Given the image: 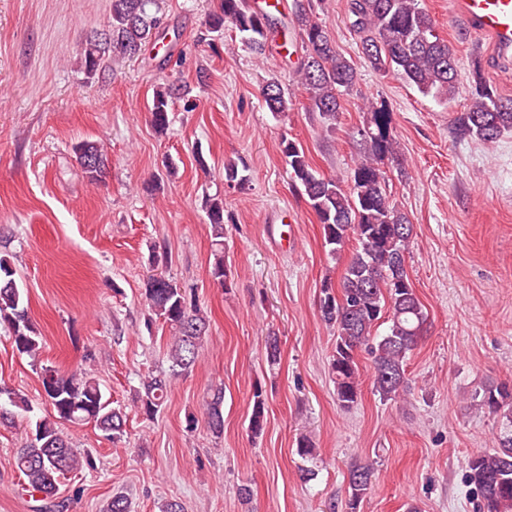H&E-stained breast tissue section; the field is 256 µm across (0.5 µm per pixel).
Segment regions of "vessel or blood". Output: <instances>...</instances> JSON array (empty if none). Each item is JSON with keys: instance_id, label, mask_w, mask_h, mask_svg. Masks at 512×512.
I'll use <instances>...</instances> for the list:
<instances>
[{"instance_id": "vessel-or-blood-1", "label": "vessel or blood", "mask_w": 512, "mask_h": 512, "mask_svg": "<svg viewBox=\"0 0 512 512\" xmlns=\"http://www.w3.org/2000/svg\"><path fill=\"white\" fill-rule=\"evenodd\" d=\"M456 10L475 38H491L502 61L512 64V0H456Z\"/></svg>"}]
</instances>
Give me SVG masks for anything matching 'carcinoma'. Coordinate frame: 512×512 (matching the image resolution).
<instances>
[{
	"instance_id": "carcinoma-1",
	"label": "carcinoma",
	"mask_w": 512,
	"mask_h": 512,
	"mask_svg": "<svg viewBox=\"0 0 512 512\" xmlns=\"http://www.w3.org/2000/svg\"><path fill=\"white\" fill-rule=\"evenodd\" d=\"M155 5L156 0H112L106 37L94 35L82 47L86 78H95L106 53L119 61L131 60L146 45L166 35L168 24ZM318 9L319 4L313 0H293V32L304 48L297 74L307 94L309 111L319 113L326 129L331 130L336 126L343 97L354 89L356 71L336 50ZM348 18L374 71L392 73L445 104L456 98L460 85L456 53L437 32L423 0H350ZM205 24L219 36L226 30L235 32L257 56L272 48L278 34L271 14L255 8L251 0H220L218 10L208 14ZM180 91L181 87L168 83L156 88L150 108L155 131L162 133L169 126V110ZM260 94L275 116L292 109L293 93L276 77L266 80ZM364 108L371 113V120L354 131L360 136L363 154L355 163L348 189L339 180L318 173L297 141L284 136L280 142L293 186L306 198L321 225L328 255L336 258L348 253L339 279L325 278L319 301L322 320L336 330L330 369L336 402L345 410L352 408L362 394L359 356L363 353L371 360V384L381 400L394 401L408 391L411 379L407 361L422 340L428 319L406 269L413 224L391 204L379 167L385 159L400 163L391 112L369 100ZM454 127L459 136L485 143L512 130V98L501 97L483 81L478 65L473 70L469 103L454 119ZM72 151L88 182L103 183L107 174L103 146L82 140L73 144ZM204 207L212 229L210 276L228 291L232 279L224 261V200L208 196ZM352 241L355 247L350 249ZM143 289L148 309L172 331L168 346L171 374L147 376L138 395L140 410L151 417L165 405L171 377L196 367L209 321L192 294L161 272L148 275ZM0 323L8 326L19 354L38 359L42 342L29 316L28 297L16 281L10 261L1 255ZM384 323V333L375 334ZM40 374L43 397L53 415L30 422L29 439L17 450L13 465L24 477L25 490L47 500L55 496L61 477L86 466L94 467L92 460L72 447L59 424L92 422L115 442L126 434V415L112 407L93 377L77 372L63 374L52 366L42 367ZM472 400L496 415L500 426L492 447L469 458L468 483L474 485L483 512H512V380L491 384L474 393ZM223 403L224 390L217 387L204 405L208 427L218 437L224 433ZM265 410L264 392L257 387L249 419V431L255 437L264 431ZM31 412L33 406L28 399L0 385L1 419ZM373 478L370 464L349 469L345 512H359Z\"/></svg>"
}]
</instances>
